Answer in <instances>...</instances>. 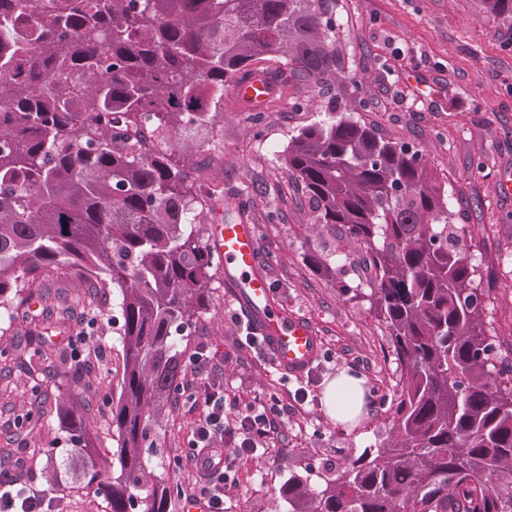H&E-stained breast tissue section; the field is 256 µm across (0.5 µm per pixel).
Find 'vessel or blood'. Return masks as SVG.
Wrapping results in <instances>:
<instances>
[{"mask_svg":"<svg viewBox=\"0 0 512 512\" xmlns=\"http://www.w3.org/2000/svg\"><path fill=\"white\" fill-rule=\"evenodd\" d=\"M236 94L254 106L268 101L274 91L265 76L257 75L237 86ZM210 245L224 263L226 286L233 288L256 333L265 339L275 366L294 376L309 370L320 355V338L309 321L269 305L268 283L258 270L255 225L242 218L213 225Z\"/></svg>","mask_w":512,"mask_h":512,"instance_id":"vessel-or-blood-1","label":"vessel or blood"}]
</instances>
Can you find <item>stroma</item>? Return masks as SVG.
<instances>
[{
  "label": "stroma",
  "instance_id": "stroma-1",
  "mask_svg": "<svg viewBox=\"0 0 512 512\" xmlns=\"http://www.w3.org/2000/svg\"><path fill=\"white\" fill-rule=\"evenodd\" d=\"M336 19L346 79L332 115L423 151L477 269L494 362L512 379V197L495 190L500 170L512 168V20L486 16L481 0H336ZM327 108L316 84L292 78L267 102L256 128L251 106L225 88L223 112L209 134L195 138L187 160L209 197L203 232L223 223L227 205L239 206L257 227L260 269L275 305L308 320L321 340L317 368L283 377L270 355L240 348V305L216 271L209 311L186 343L208 345V376L229 394L227 414L272 394L287 399L311 378L318 382L314 394L322 395L344 369L366 380L365 411L354 428L337 426L320 404L306 415L292 410L271 431L262 458L237 459L226 512H286L279 488L290 475L313 479L325 465L355 460L388 437L393 423L400 370L386 330L368 302L342 296L309 263L308 253L317 250L342 265L347 280L362 276L345 261V241L315 224L284 162L289 139L326 120ZM89 281L59 267L25 286L34 319L11 322L0 314V460L21 459L19 479L46 490L56 512L106 506L103 495L58 486L44 456L66 445L57 411L70 389L89 406L98 452L115 446L112 399L125 369L119 297L92 292ZM83 332L91 340L76 358L69 341ZM206 413L204 403L178 398L162 420L163 455L154 470L179 487L170 512H185L199 484L188 441Z\"/></svg>",
  "mask_w": 512,
  "mask_h": 512
}]
</instances>
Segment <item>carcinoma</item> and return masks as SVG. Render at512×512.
I'll use <instances>...</instances> for the list:
<instances>
[{"instance_id": "obj_1", "label": "carcinoma", "mask_w": 512, "mask_h": 512, "mask_svg": "<svg viewBox=\"0 0 512 512\" xmlns=\"http://www.w3.org/2000/svg\"><path fill=\"white\" fill-rule=\"evenodd\" d=\"M512 18V0H482ZM335 0H0V306L28 317L21 284L68 265L118 292L125 369L112 457L87 439L78 395L59 408L57 482L108 512H168L159 430L182 372L178 336L206 313L214 252L191 169L159 147L215 121L224 88L261 73L326 89L345 79ZM288 175L317 224L357 250L368 298L401 369L387 441L322 482L291 475L288 512H512V387L491 362L484 294L421 150L359 122L312 124L288 142Z\"/></svg>"}]
</instances>
